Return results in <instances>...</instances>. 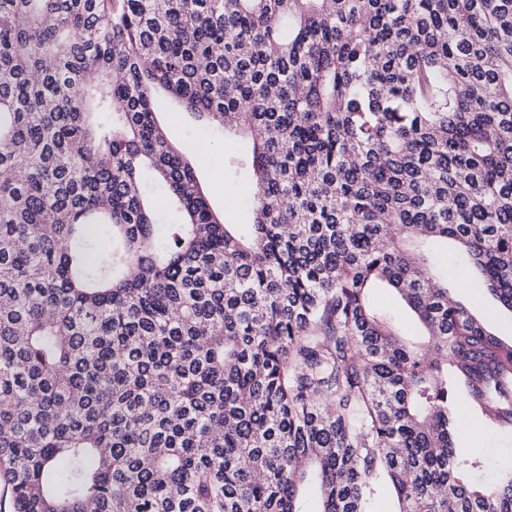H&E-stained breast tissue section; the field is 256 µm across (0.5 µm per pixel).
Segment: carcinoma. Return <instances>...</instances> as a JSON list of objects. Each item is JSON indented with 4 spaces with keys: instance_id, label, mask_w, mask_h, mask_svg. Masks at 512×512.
Masks as SVG:
<instances>
[{
    "instance_id": "cac0c4a2",
    "label": "carcinoma",
    "mask_w": 512,
    "mask_h": 512,
    "mask_svg": "<svg viewBox=\"0 0 512 512\" xmlns=\"http://www.w3.org/2000/svg\"><path fill=\"white\" fill-rule=\"evenodd\" d=\"M160 92L249 142L246 232ZM448 239L512 312V0H0L11 512H512L457 453L462 404L512 427V341ZM456 299L467 305L473 313L485 319L488 326L499 336L511 340L512 317L507 313H489V303L479 297L472 296L466 288H452Z\"/></svg>"
}]
</instances>
